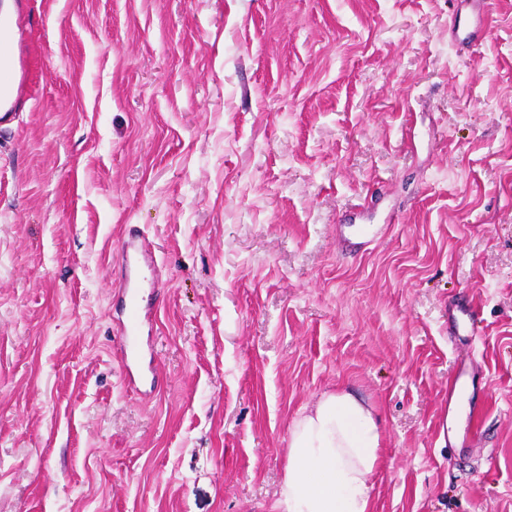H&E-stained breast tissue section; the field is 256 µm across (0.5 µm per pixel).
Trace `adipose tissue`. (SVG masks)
<instances>
[{
  "mask_svg": "<svg viewBox=\"0 0 512 512\" xmlns=\"http://www.w3.org/2000/svg\"><path fill=\"white\" fill-rule=\"evenodd\" d=\"M380 448L370 403L349 391L320 395L289 429L271 512H372Z\"/></svg>",
  "mask_w": 512,
  "mask_h": 512,
  "instance_id": "obj_1",
  "label": "adipose tissue"
}]
</instances>
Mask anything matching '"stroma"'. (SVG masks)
<instances>
[{
    "label": "stroma",
    "mask_w": 512,
    "mask_h": 512,
    "mask_svg": "<svg viewBox=\"0 0 512 512\" xmlns=\"http://www.w3.org/2000/svg\"><path fill=\"white\" fill-rule=\"evenodd\" d=\"M20 9L0 512H269L292 422L339 389L378 412L372 512H512V0L462 52L452 0ZM128 224L162 283L149 400L117 351Z\"/></svg>",
    "instance_id": "stroma-1"
}]
</instances>
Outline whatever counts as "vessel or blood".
I'll return each instance as SVG.
<instances>
[{
  "label": "vessel or blood",
  "instance_id": "1",
  "mask_svg": "<svg viewBox=\"0 0 512 512\" xmlns=\"http://www.w3.org/2000/svg\"><path fill=\"white\" fill-rule=\"evenodd\" d=\"M454 9L448 24L450 41L459 48H469L488 36L487 11L490 0H453ZM28 21L25 15L15 20H0V122L11 121L15 110L24 100L30 60L26 52ZM154 255L149 242L137 229H130L123 243L119 265L120 321L118 336L124 382L134 388L144 384L149 373L137 357L140 337L145 326L157 317L151 303L145 301L142 290L159 288L154 277Z\"/></svg>",
  "mask_w": 512,
  "mask_h": 512
}]
</instances>
